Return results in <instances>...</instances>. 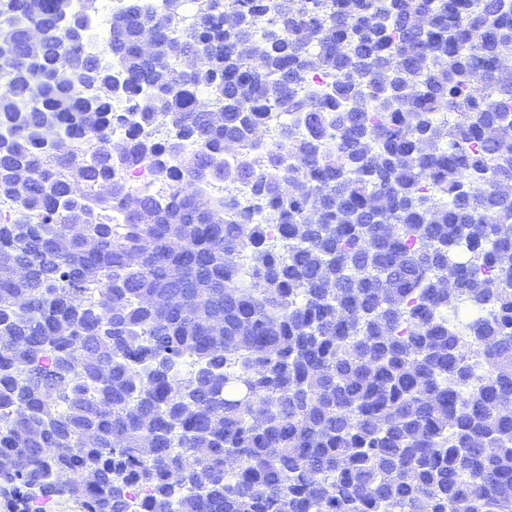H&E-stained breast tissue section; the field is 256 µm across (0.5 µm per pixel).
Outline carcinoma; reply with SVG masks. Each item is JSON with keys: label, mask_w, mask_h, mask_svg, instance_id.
I'll list each match as a JSON object with an SVG mask.
<instances>
[{"label": "carcinoma", "mask_w": 512, "mask_h": 512, "mask_svg": "<svg viewBox=\"0 0 512 512\" xmlns=\"http://www.w3.org/2000/svg\"><path fill=\"white\" fill-rule=\"evenodd\" d=\"M96 2L0 0V498L512 512V0ZM123 0H100L97 19L93 20V31L85 50L89 53L106 57V49L111 40L112 33L108 27L109 18L113 10L122 6Z\"/></svg>", "instance_id": "cac0c4a2"}]
</instances>
